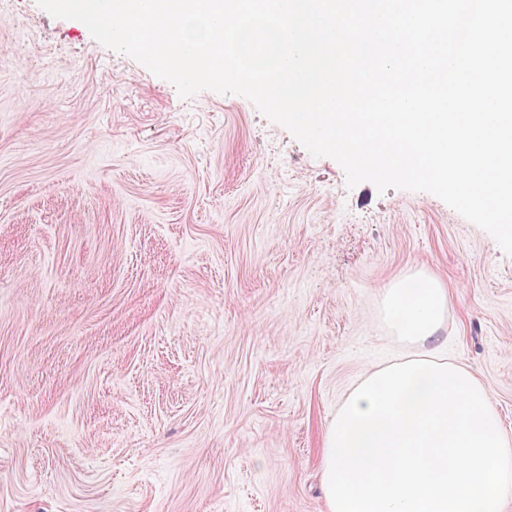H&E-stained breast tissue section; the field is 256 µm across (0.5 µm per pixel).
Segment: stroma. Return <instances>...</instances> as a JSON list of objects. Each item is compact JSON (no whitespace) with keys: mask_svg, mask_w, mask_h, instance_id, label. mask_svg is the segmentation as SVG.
<instances>
[{"mask_svg":"<svg viewBox=\"0 0 512 512\" xmlns=\"http://www.w3.org/2000/svg\"><path fill=\"white\" fill-rule=\"evenodd\" d=\"M410 274L445 283L430 348L512 434L487 232L0 0V512H327V427L409 354L380 291Z\"/></svg>","mask_w":512,"mask_h":512,"instance_id":"1","label":"stroma"}]
</instances>
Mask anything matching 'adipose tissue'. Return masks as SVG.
Instances as JSON below:
<instances>
[{"instance_id":"obj_1","label":"adipose tissue","mask_w":512,"mask_h":512,"mask_svg":"<svg viewBox=\"0 0 512 512\" xmlns=\"http://www.w3.org/2000/svg\"><path fill=\"white\" fill-rule=\"evenodd\" d=\"M448 296L433 280H398L382 290V305L395 337L404 343L426 344L442 327Z\"/></svg>"}]
</instances>
